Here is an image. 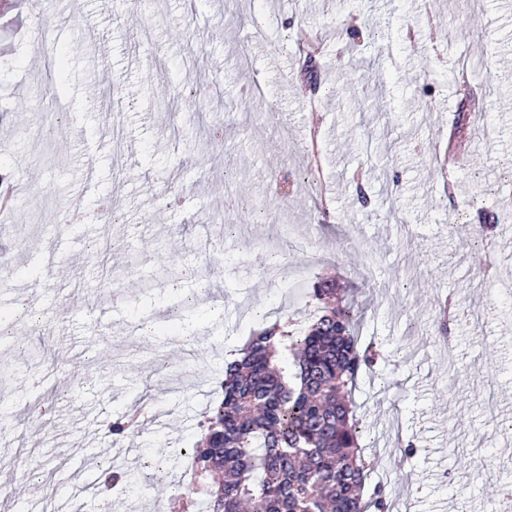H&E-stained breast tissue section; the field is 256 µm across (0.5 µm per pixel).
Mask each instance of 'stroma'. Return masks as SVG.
Instances as JSON below:
<instances>
[{
    "label": "stroma",
    "instance_id": "stroma-1",
    "mask_svg": "<svg viewBox=\"0 0 512 512\" xmlns=\"http://www.w3.org/2000/svg\"><path fill=\"white\" fill-rule=\"evenodd\" d=\"M251 12L243 27L225 0H58L38 37L29 0H0V160L19 194L0 250L10 285L46 295L0 343L13 512L66 497L71 471L97 484L106 425L144 395L119 512H170L227 355L307 321L300 280L318 275L351 288L383 350L352 393L366 491L401 512H489L512 484V0ZM244 72L261 95L225 112ZM57 86L83 127L65 153L38 134ZM105 198L118 223L56 233V208ZM450 294L472 318L448 354L429 330Z\"/></svg>",
    "mask_w": 512,
    "mask_h": 512
}]
</instances>
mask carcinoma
<instances>
[{"label":"carcinoma","instance_id":"1","mask_svg":"<svg viewBox=\"0 0 512 512\" xmlns=\"http://www.w3.org/2000/svg\"><path fill=\"white\" fill-rule=\"evenodd\" d=\"M307 295L311 325L266 326L226 364L175 512H389L383 490L363 498V429L348 399L380 348L361 342L359 306L336 280L316 278ZM441 309L442 336L470 319L450 298Z\"/></svg>","mask_w":512,"mask_h":512}]
</instances>
